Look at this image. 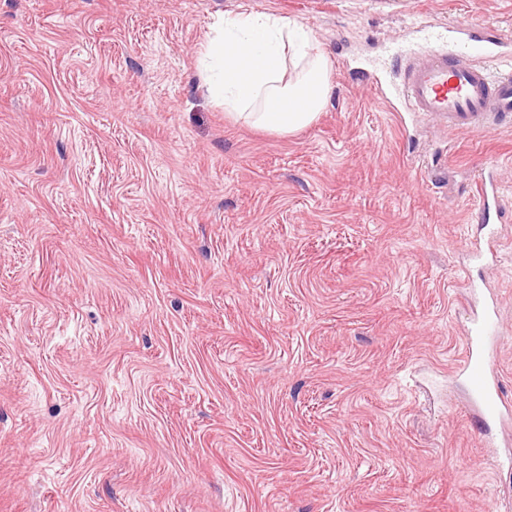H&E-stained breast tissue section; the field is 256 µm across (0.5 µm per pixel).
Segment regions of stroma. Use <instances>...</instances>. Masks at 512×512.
<instances>
[{
  "label": "stroma",
  "instance_id": "stroma-1",
  "mask_svg": "<svg viewBox=\"0 0 512 512\" xmlns=\"http://www.w3.org/2000/svg\"><path fill=\"white\" fill-rule=\"evenodd\" d=\"M244 10L329 58L311 126L208 95L197 53ZM424 21L512 37V0H0V512H512L454 371L496 300L512 401V127L344 76ZM494 165L485 166L480 168L477 171L474 180L475 192L479 199L480 208L484 213V224H490L491 214L490 209L491 205L495 206V211L497 217L498 215V207L500 202L499 195V186L494 184L489 173L491 169H493Z\"/></svg>",
  "mask_w": 512,
  "mask_h": 512
}]
</instances>
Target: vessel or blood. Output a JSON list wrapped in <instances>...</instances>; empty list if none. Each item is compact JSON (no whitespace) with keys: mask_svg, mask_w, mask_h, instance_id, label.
<instances>
[{"mask_svg":"<svg viewBox=\"0 0 512 512\" xmlns=\"http://www.w3.org/2000/svg\"><path fill=\"white\" fill-rule=\"evenodd\" d=\"M421 44L389 43L384 59L399 75L392 94L377 104L402 101L407 109L447 120L450 129L486 132L512 124V40L468 23L421 27ZM475 192L482 211L499 204V187L489 167L478 170ZM499 316L493 305L474 314L466 330L461 371L469 384L471 410L479 437L491 426L512 421V403L504 399L496 370Z\"/></svg>","mask_w":512,"mask_h":512,"instance_id":"1","label":"vessel or blood"}]
</instances>
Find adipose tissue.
<instances>
[{"instance_id":"adipose-tissue-1","label":"adipose tissue","mask_w":512,"mask_h":512,"mask_svg":"<svg viewBox=\"0 0 512 512\" xmlns=\"http://www.w3.org/2000/svg\"><path fill=\"white\" fill-rule=\"evenodd\" d=\"M200 63L210 96L225 112L279 133L311 125L331 91L330 61L309 32L265 13L218 19Z\"/></svg>"}]
</instances>
